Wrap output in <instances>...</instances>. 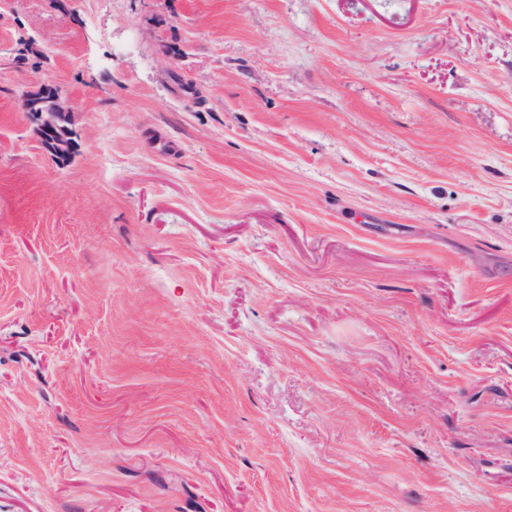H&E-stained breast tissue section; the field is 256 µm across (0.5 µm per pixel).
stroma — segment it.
I'll return each mask as SVG.
<instances>
[{
  "instance_id": "1",
  "label": "stroma",
  "mask_w": 512,
  "mask_h": 512,
  "mask_svg": "<svg viewBox=\"0 0 512 512\" xmlns=\"http://www.w3.org/2000/svg\"><path fill=\"white\" fill-rule=\"evenodd\" d=\"M0 512H512V0H0ZM24 112L38 121V132L45 149L57 158L67 157L72 150L69 121L71 108L59 92L49 86L26 92L21 98Z\"/></svg>"
}]
</instances>
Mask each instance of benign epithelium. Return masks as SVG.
<instances>
[{"mask_svg": "<svg viewBox=\"0 0 512 512\" xmlns=\"http://www.w3.org/2000/svg\"><path fill=\"white\" fill-rule=\"evenodd\" d=\"M23 111L38 121V132L45 149L57 158L67 157L72 150L69 121L71 108L59 92L45 86L26 92L21 98Z\"/></svg>", "mask_w": 512, "mask_h": 512, "instance_id": "7a95c632", "label": "benign epithelium"}]
</instances>
